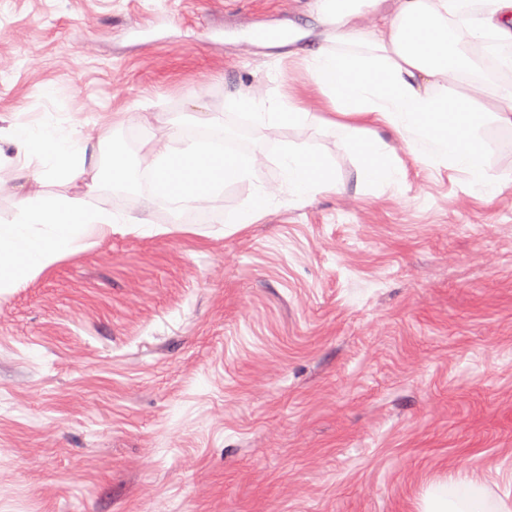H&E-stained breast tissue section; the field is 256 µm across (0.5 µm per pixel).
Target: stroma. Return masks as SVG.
Returning <instances> with one entry per match:
<instances>
[{"mask_svg":"<svg viewBox=\"0 0 512 512\" xmlns=\"http://www.w3.org/2000/svg\"><path fill=\"white\" fill-rule=\"evenodd\" d=\"M318 14L0 0V127L83 122L105 170L215 119L264 158L178 216L147 174L100 179L92 203L136 224L0 288V512H420L460 468L512 505V188L488 202L408 157L399 183H362L338 130L228 106L326 111L293 56ZM289 142L344 191L279 192L236 225ZM37 165L0 145V224Z\"/></svg>","mask_w":512,"mask_h":512,"instance_id":"obj_1","label":"stroma"}]
</instances>
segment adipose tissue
I'll return each instance as SVG.
<instances>
[{
	"instance_id": "ef3b65f1",
	"label": "adipose tissue",
	"mask_w": 512,
	"mask_h": 512,
	"mask_svg": "<svg viewBox=\"0 0 512 512\" xmlns=\"http://www.w3.org/2000/svg\"><path fill=\"white\" fill-rule=\"evenodd\" d=\"M320 3V20L331 33L327 43L306 49L304 60L311 81L333 108L329 126L343 132L347 149L360 160V181L392 182L401 166L378 135L385 128L400 136L414 162L466 173L485 199L512 186V170L490 168L489 145L478 134L488 121L512 130V87L491 89L466 51L471 43L512 42V0H399L396 11L382 15L372 28L357 22L352 0ZM459 85L466 95H451ZM491 92L497 110L478 109V100ZM235 105L263 124L300 125L312 119L287 96L273 102L244 93ZM10 141L19 153L40 161L39 168L25 172L29 181H41L49 171L75 182L95 168L77 124L63 134L19 127ZM143 160L155 194L177 213L260 167L257 157L243 161L215 154L201 142L175 136L151 144ZM281 165L284 185L297 199L340 189L328 163L306 146L285 147ZM114 224L111 212L93 207L83 195L24 197L17 219L0 225V288L72 253L90 230ZM423 512H505V507L478 482L452 476L428 493Z\"/></svg>"
}]
</instances>
